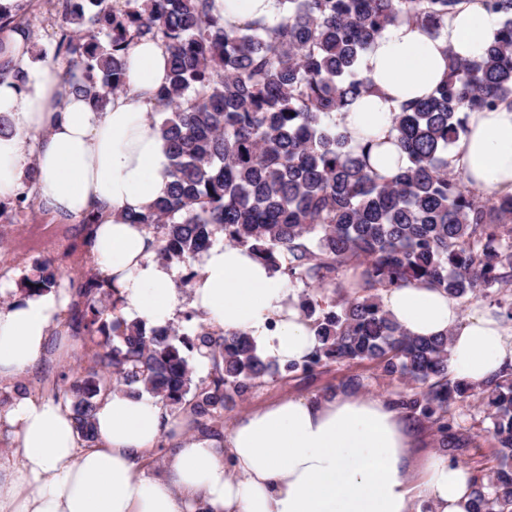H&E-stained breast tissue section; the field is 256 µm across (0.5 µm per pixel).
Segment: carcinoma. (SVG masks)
I'll return each instance as SVG.
<instances>
[{"instance_id": "carcinoma-1", "label": "carcinoma", "mask_w": 512, "mask_h": 512, "mask_svg": "<svg viewBox=\"0 0 512 512\" xmlns=\"http://www.w3.org/2000/svg\"><path fill=\"white\" fill-rule=\"evenodd\" d=\"M263 24L232 26L213 0H77L61 13L53 58L63 90L102 107L126 82L127 54L142 38L168 54V85L157 95L170 160L167 192L132 217L158 243V256L184 266L217 236L249 247L292 286L314 288L299 307L319 346L280 366L244 332L199 324L193 336L172 323L127 319L124 300L89 267L69 306L84 366L67 381L40 380L41 393L68 406L81 441L97 440L101 395L144 393L217 434L224 409L269 379L346 360L374 362L402 382L390 404L426 426L453 464L473 437L448 407L477 394L479 421L496 444L476 469L469 512H512V369L474 384L448 371L449 336H412L384 309L382 293L426 280L465 305L480 300L512 321V194L469 189L449 170L448 153L466 132V113L512 101V0H482L500 16L497 38L473 59L450 57L448 79L393 116L408 164L384 177L336 124L370 92L357 75L363 54L400 21L438 30L460 0H277ZM25 8L0 7V30L22 29ZM86 83L71 82L75 68ZM361 269L352 289L341 269ZM52 263L17 287L28 295L61 288ZM206 364L194 379L186 353Z\"/></svg>"}]
</instances>
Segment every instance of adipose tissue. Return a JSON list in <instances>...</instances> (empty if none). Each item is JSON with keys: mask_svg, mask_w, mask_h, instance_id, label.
<instances>
[{"mask_svg": "<svg viewBox=\"0 0 512 512\" xmlns=\"http://www.w3.org/2000/svg\"><path fill=\"white\" fill-rule=\"evenodd\" d=\"M225 22L272 19L276 0H214ZM499 29L481 0H461L436 33L389 26L360 61L372 93L336 115L355 143L371 144V162L390 176L405 166L392 115L424 97L448 74V55L478 57ZM0 51L24 66L25 78L0 81V114L16 133L0 138V201L35 166V189L57 217L97 213L94 262L125 300L127 318L171 321L184 305L227 332L252 336L266 355L287 364L318 344L286 278L244 247L216 244L195 263L189 294L174 267L132 215L167 191L170 159L149 117L168 82L167 54L153 40L133 44L126 87L101 111L62 94V71L46 58L30 63L23 32L0 36ZM448 155L452 168L484 193H512V103L471 112ZM393 318L415 336L451 335L448 367L480 383L512 366V327L494 309L463 312L426 281L384 292ZM64 301L55 293L0 309V379L19 378L45 351ZM98 441L82 446L67 407L26 397L0 416V438L14 450L0 459V512H468L472 471L448 459L417 460L414 431L401 411L366 397L286 399L257 409L228 435L182 439L184 416L162 403L115 391L95 415ZM173 437L162 469L147 460Z\"/></svg>", "mask_w": 512, "mask_h": 512, "instance_id": "obj_1", "label": "adipose tissue"}]
</instances>
